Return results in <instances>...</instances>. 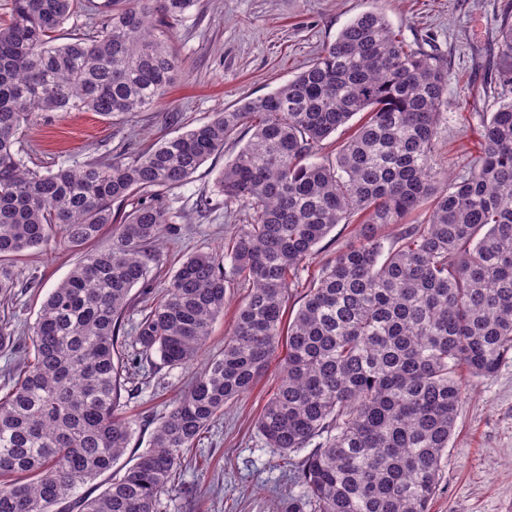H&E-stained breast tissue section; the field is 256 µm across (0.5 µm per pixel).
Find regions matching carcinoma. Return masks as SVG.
Here are the masks:
<instances>
[{
    "mask_svg": "<svg viewBox=\"0 0 512 512\" xmlns=\"http://www.w3.org/2000/svg\"><path fill=\"white\" fill-rule=\"evenodd\" d=\"M194 0H10L0 24V295L15 296L16 257L65 243L80 259L42 302L0 387V512H157L184 453L284 351L256 427L296 452L307 501L272 512H428L466 386L512 356V9L500 24L495 110L475 112L480 152L449 176L439 155L448 66L407 45L374 7L347 23L285 85L165 140L102 164L29 167L24 129L40 112L114 119L159 104L180 58L155 14ZM87 12L73 41L57 32ZM356 123L351 120L356 115ZM352 129L335 157L322 154ZM217 181L247 209L228 243L188 256L166 293L124 328L131 290L147 286L171 232L166 194L231 141ZM140 197L129 212L113 205ZM414 211L418 224L404 225ZM361 242L336 252L284 319L292 286L338 224ZM112 225L105 246L87 249ZM401 225L391 238L378 229ZM247 288L224 350L154 427L149 448L94 497L135 421L119 413L134 375L190 364ZM137 348L120 353L127 338ZM158 356L155 362L152 356Z\"/></svg>",
    "mask_w": 512,
    "mask_h": 512,
    "instance_id": "carcinoma-1",
    "label": "carcinoma"
}]
</instances>
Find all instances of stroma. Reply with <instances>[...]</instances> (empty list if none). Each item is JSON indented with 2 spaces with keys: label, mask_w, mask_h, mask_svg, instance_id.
I'll return each instance as SVG.
<instances>
[{
  "label": "stroma",
  "mask_w": 512,
  "mask_h": 512,
  "mask_svg": "<svg viewBox=\"0 0 512 512\" xmlns=\"http://www.w3.org/2000/svg\"><path fill=\"white\" fill-rule=\"evenodd\" d=\"M507 0H382L381 6L406 43L433 38L448 62V109L440 124V151L449 162L476 153L470 120L473 89L503 67L499 26ZM372 0H195L181 17L154 16L166 29L182 65L162 104L116 120L93 112H45L22 141L29 166L72 167L146 150L196 126L240 101L264 96L288 82L335 40L338 32ZM179 113L171 122L170 113ZM240 149L228 143L181 187L169 193L174 214L152 272V297H159L188 255L223 244L245 209L227 204L216 187L225 164ZM359 227L336 225L320 242L302 274L316 278L337 250L357 241ZM60 247L26 251L16 262L20 280L34 288L0 301V323L23 334L42 301L78 261ZM293 289L288 304L299 306L304 290ZM243 289L227 291L223 318L212 327L200 356L185 368L159 366L136 375L134 397L122 398L121 415L134 419L125 461L147 448L152 420L171 409L206 359L218 354L233 328ZM280 371L272 360L252 390L224 410L199 447L189 449L179 477L160 499V512H272L288 499L305 498L293 480L303 452L283 454L266 445L254 422L272 394ZM430 512H512V358L493 376L469 382L454 434L442 458L438 491Z\"/></svg>",
  "instance_id": "stroma-1"
}]
</instances>
